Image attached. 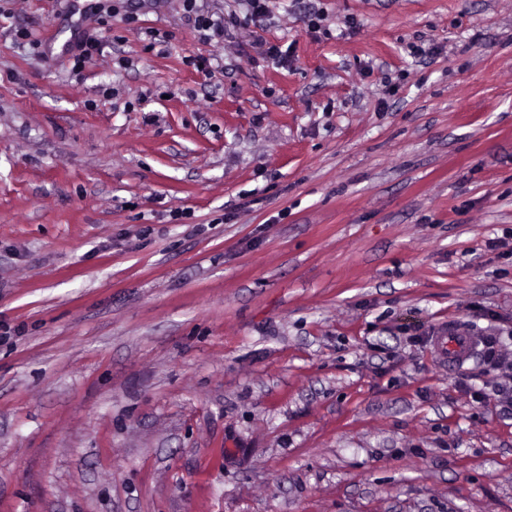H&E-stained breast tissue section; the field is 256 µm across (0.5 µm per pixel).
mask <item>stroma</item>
Returning a JSON list of instances; mask_svg holds the SVG:
<instances>
[{
	"label": "stroma",
	"instance_id": "35a3bbf8",
	"mask_svg": "<svg viewBox=\"0 0 512 512\" xmlns=\"http://www.w3.org/2000/svg\"><path fill=\"white\" fill-rule=\"evenodd\" d=\"M199 5L0 0V512H512V0ZM182 8L185 12L195 14V24L199 32L212 31L213 35L203 33L204 39H209L211 36H220L224 32V25L218 19H213L212 15L202 12L197 6V0H182L180 1ZM75 49L77 52L72 55V71L79 74L92 61L94 54L100 52V42L93 36L85 35L77 40ZM478 346V338L456 324L442 326L434 339L437 358L448 367H462ZM483 359L494 370L502 373V381L495 385L494 396L498 403L512 407V360L501 356L495 349L493 337L487 336L482 350Z\"/></svg>",
	"mask_w": 512,
	"mask_h": 512
}]
</instances>
